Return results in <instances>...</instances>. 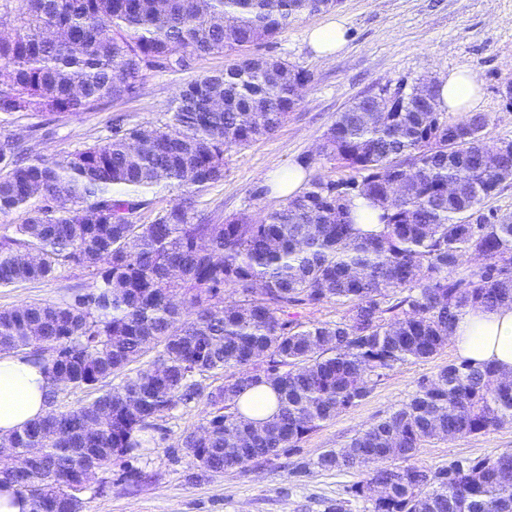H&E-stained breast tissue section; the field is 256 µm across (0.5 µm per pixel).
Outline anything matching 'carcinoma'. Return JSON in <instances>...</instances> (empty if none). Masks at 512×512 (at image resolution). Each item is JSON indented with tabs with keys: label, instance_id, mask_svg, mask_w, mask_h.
I'll list each match as a JSON object with an SVG mask.
<instances>
[{
	"label": "carcinoma",
	"instance_id": "carcinoma-1",
	"mask_svg": "<svg viewBox=\"0 0 512 512\" xmlns=\"http://www.w3.org/2000/svg\"><path fill=\"white\" fill-rule=\"evenodd\" d=\"M339 2L0 0V11L15 12L0 37V114L79 115L134 96L146 71L188 70ZM310 80L285 60L246 55L182 86L165 122L116 124L63 158L31 154L30 126L0 133V213L40 201L0 239V287L48 278L66 262L95 276V291L70 302L0 311V351L30 353L63 382L47 395L45 415L8 437L19 452L42 449L46 464L20 479L0 468V482L26 495L30 512H58L78 472L135 454L158 419L203 395L211 416L182 437L202 471L287 452L387 372L436 356L462 310L512 305V216L481 211L501 187L484 162L490 117L448 121L434 84L398 88L381 122L365 119L376 105L370 93L337 113L318 157L361 180L315 172L278 210L222 224L197 214L194 197L224 179L225 156L281 127ZM450 181L460 195L448 196ZM160 183L183 198L146 221L139 191ZM356 197L380 210L378 229L354 222ZM474 254L485 265L457 276ZM327 302L347 306L345 315L311 325L288 318L292 307ZM215 371L224 384L209 390L201 377ZM120 375L93 401L58 408L64 390ZM260 384L279 403L261 424L238 407ZM103 412L104 425L86 432ZM508 422L512 379L463 360L314 465L361 471L350 493L373 512H512V451L437 468L413 463L431 440ZM375 483L388 484L380 497L370 493Z\"/></svg>",
	"mask_w": 512,
	"mask_h": 512
}]
</instances>
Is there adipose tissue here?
<instances>
[{"label":"adipose tissue","instance_id":"1","mask_svg":"<svg viewBox=\"0 0 512 512\" xmlns=\"http://www.w3.org/2000/svg\"><path fill=\"white\" fill-rule=\"evenodd\" d=\"M439 89L442 110L474 112L480 105L468 67L451 70ZM451 339L463 359L512 375V306L463 310ZM50 386L41 361L22 353H0V440L44 415Z\"/></svg>","mask_w":512,"mask_h":512}]
</instances>
